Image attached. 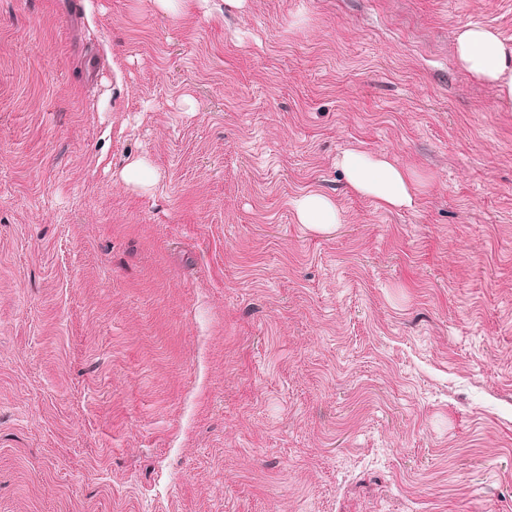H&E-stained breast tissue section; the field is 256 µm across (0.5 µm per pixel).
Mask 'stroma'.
Segmentation results:
<instances>
[{"mask_svg": "<svg viewBox=\"0 0 512 512\" xmlns=\"http://www.w3.org/2000/svg\"><path fill=\"white\" fill-rule=\"evenodd\" d=\"M76 2L0 0V512H512V0ZM455 38L459 67L491 85L499 104L512 106V41L478 24L460 27ZM351 191L373 199L383 208L412 209L417 188L410 172L383 153L347 150L336 159ZM121 176L126 183L136 185H147L156 180L155 173L140 159L128 162ZM292 206L297 222L311 231L330 234L342 223L336 202L321 192H305L292 201Z\"/></svg>", "mask_w": 512, "mask_h": 512, "instance_id": "1", "label": "stroma"}]
</instances>
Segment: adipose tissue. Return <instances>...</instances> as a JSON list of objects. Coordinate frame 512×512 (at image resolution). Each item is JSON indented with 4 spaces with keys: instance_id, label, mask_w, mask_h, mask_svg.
Returning <instances> with one entry per match:
<instances>
[{
    "instance_id": "adipose-tissue-1",
    "label": "adipose tissue",
    "mask_w": 512,
    "mask_h": 512,
    "mask_svg": "<svg viewBox=\"0 0 512 512\" xmlns=\"http://www.w3.org/2000/svg\"><path fill=\"white\" fill-rule=\"evenodd\" d=\"M455 43L459 67L491 85L499 104L512 106V41L491 28L468 24L457 30ZM336 165L353 193L389 210L414 207L417 188L410 172L386 154L348 150ZM292 206L298 223L317 233H332L342 222L336 202L315 190L295 198Z\"/></svg>"
}]
</instances>
